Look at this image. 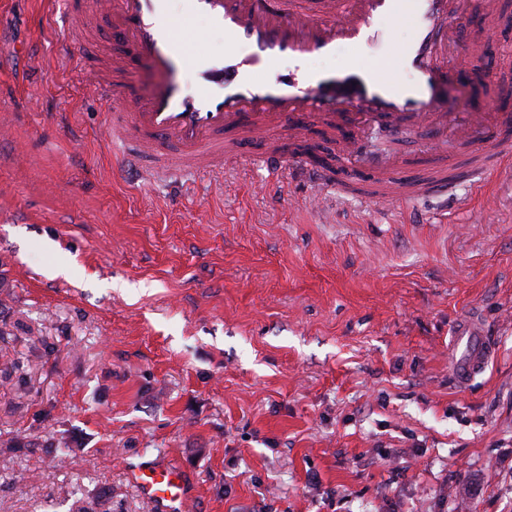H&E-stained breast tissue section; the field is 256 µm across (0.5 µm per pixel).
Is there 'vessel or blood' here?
<instances>
[{
	"mask_svg": "<svg viewBox=\"0 0 512 512\" xmlns=\"http://www.w3.org/2000/svg\"><path fill=\"white\" fill-rule=\"evenodd\" d=\"M482 27L499 30L512 25L498 0H478ZM206 18L223 31L230 51L225 57L205 54L191 39L197 18ZM408 21L414 39L402 55V69L413 71L411 81L383 66L363 62L331 73L302 71L307 57L328 55L339 44L366 54L382 43L392 22ZM465 0H311L292 7L289 0H181L171 14L167 0H65L57 34L69 43L82 68L93 72L98 98L104 104L105 129L125 161L141 164L157 159L162 167L187 173L211 166L237 152V139H264L281 127L294 137L305 135L304 122L320 121L328 135L339 138L349 164L367 162V132L384 116L403 117L389 126L401 130L455 127L458 163L414 183L385 180V167L375 163L380 179L376 195L383 200L407 201L447 191L449 178H466L471 167L484 174L499 171L504 150L512 141L484 137L512 123V115L495 103L474 108L449 102L450 81L465 82L483 53V38H470L449 51L448 36L467 31ZM125 50L104 59L89 56L88 46L101 24ZM152 64L155 86L137 91L132 60ZM293 70L278 67L282 60ZM193 74L197 90L188 92L185 74ZM263 167L273 176L293 175L308 180L317 202H324L335 183L325 168L308 157L269 146ZM452 374L458 387L469 386L495 353L485 337L464 323L450 338ZM130 481L151 512H189L192 496L185 473L165 463L131 469Z\"/></svg>",
	"mask_w": 512,
	"mask_h": 512,
	"instance_id": "1",
	"label": "vessel or blood"
}]
</instances>
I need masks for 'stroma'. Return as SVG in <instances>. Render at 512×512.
<instances>
[{"label":"stroma","instance_id":"stroma-1","mask_svg":"<svg viewBox=\"0 0 512 512\" xmlns=\"http://www.w3.org/2000/svg\"><path fill=\"white\" fill-rule=\"evenodd\" d=\"M53 11L0 0V512H149L127 471L163 459L195 512H512V167L408 211L348 169L312 208L261 142L122 171ZM477 67L449 98L512 106V29ZM429 139L372 148L409 181ZM467 319L496 351L462 389Z\"/></svg>","mask_w":512,"mask_h":512}]
</instances>
